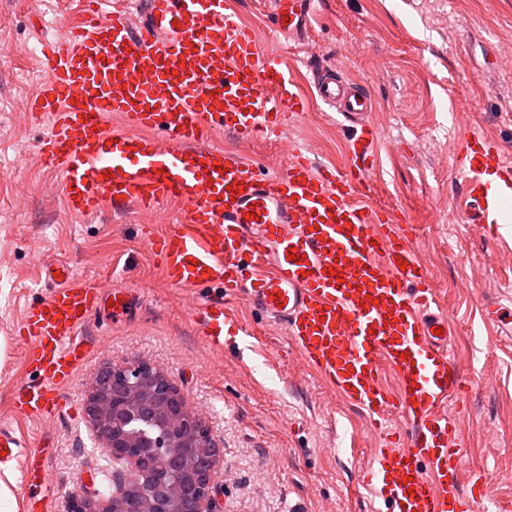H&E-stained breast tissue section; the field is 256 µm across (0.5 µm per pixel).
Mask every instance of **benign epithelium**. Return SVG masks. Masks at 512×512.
Segmentation results:
<instances>
[{"label":"benign epithelium","instance_id":"7a95c632","mask_svg":"<svg viewBox=\"0 0 512 512\" xmlns=\"http://www.w3.org/2000/svg\"><path fill=\"white\" fill-rule=\"evenodd\" d=\"M143 406L153 413L150 434L112 431L116 415L133 416ZM85 413L103 452L128 479L116 483L109 499L72 498L67 512H121L118 504L134 491L141 501L139 512H157V500L166 512H175L188 489L191 512H218L214 474L220 450L203 419L163 371L142 360L103 370L88 392ZM198 455L207 456V468H197ZM154 464L166 473L158 486L146 477Z\"/></svg>","mask_w":512,"mask_h":512}]
</instances>
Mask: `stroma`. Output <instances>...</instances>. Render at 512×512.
Here are the masks:
<instances>
[{
    "label": "stroma",
    "instance_id": "stroma-1",
    "mask_svg": "<svg viewBox=\"0 0 512 512\" xmlns=\"http://www.w3.org/2000/svg\"><path fill=\"white\" fill-rule=\"evenodd\" d=\"M75 0H0V394L26 377L18 334L26 307L48 292L42 269L65 262L104 290L125 288L143 307L114 325L92 322L97 345L67 391L81 413L38 424H0L48 448L60 481L17 512H66L73 491L111 497L114 466L91 430L87 392L104 369L142 359L170 376L221 446L216 476L224 512H373L360 478L378 439L367 417L326 388L278 326L247 301L236 304L252 344L216 354L191 323L202 292L169 287L140 238L144 226L176 223V206L152 213L130 204L93 219L70 212L62 178L44 167L23 104L44 74L42 43L64 34ZM263 49L283 54L300 78L307 62L336 67L371 92L381 141L369 175L371 202L413 224L418 256L448 317L453 368L465 380L458 402L463 479L488 480V512H512V340L484 325L483 305L512 285V237L484 236L457 202L452 144L483 134L512 147V0H315L304 40L271 36L260 0H232ZM354 130L316 105L278 138L218 133L214 145L281 170L289 144L345 168ZM80 488H72V470Z\"/></svg>",
    "mask_w": 512,
    "mask_h": 512
}]
</instances>
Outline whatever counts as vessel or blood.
I'll return each mask as SVG.
<instances>
[{"mask_svg":"<svg viewBox=\"0 0 512 512\" xmlns=\"http://www.w3.org/2000/svg\"><path fill=\"white\" fill-rule=\"evenodd\" d=\"M69 35L46 43L48 74L26 102L45 126L43 163L63 176L68 209L104 203L154 210L177 204L181 219L146 244L175 288H211L193 314L202 339L223 350L243 297L283 327L302 360L383 440L362 480L387 512H472L487 488L464 491L463 445L450 404L465 387L452 367L448 320L414 246V227L370 205L368 176L380 141L366 87L329 66L311 69L306 94L282 57L266 55L227 0H81ZM273 27L298 39L314 0H267ZM321 102L354 124L348 168H315L290 148L284 168L215 147L224 131L268 138L286 118ZM120 113L125 124L109 127ZM460 208L469 223L512 220V162L496 140L456 143ZM55 286L28 309L24 360L31 378L13 386L17 416L43 422L71 413L64 391L94 343L92 320H118L128 293L100 287L63 263ZM113 307H106V300ZM393 372L396 389L382 382ZM19 472L30 497L54 480L44 449L0 426V464Z\"/></svg>","mask_w":512,"mask_h":512,"instance_id":"vessel-or-blood-1","label":"vessel or blood"}]
</instances>
